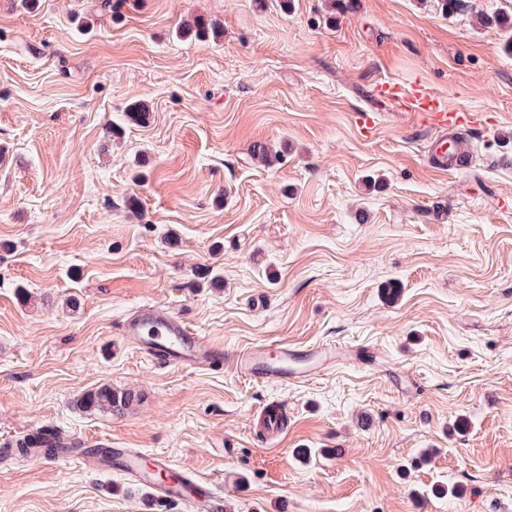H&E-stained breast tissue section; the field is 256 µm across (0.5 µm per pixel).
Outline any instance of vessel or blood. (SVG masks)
<instances>
[{
    "mask_svg": "<svg viewBox=\"0 0 512 512\" xmlns=\"http://www.w3.org/2000/svg\"><path fill=\"white\" fill-rule=\"evenodd\" d=\"M375 101L398 111L420 117L437 136L432 143L431 168L438 173H466L467 155H449L448 140L473 124L471 112L445 103L423 84H403L382 79L372 89ZM121 336L130 345L158 364L183 370L229 367L252 380L265 383L297 382L323 372L336 358L362 357L359 346H318L301 348L287 343L269 347L253 345L239 351L203 342L189 324L170 308L144 306L130 313L121 324ZM55 458L71 461L83 457L97 459L99 465L117 471L130 482L149 488L157 499L180 504L185 512H227L229 505L202 480L191 478L168 457H145L137 448H116L99 455L96 446L57 438Z\"/></svg>",
    "mask_w": 512,
    "mask_h": 512,
    "instance_id": "obj_1",
    "label": "vessel or blood"
}]
</instances>
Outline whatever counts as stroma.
I'll list each match as a JSON object with an SVG mask.
<instances>
[{"label":"stroma","mask_w":512,"mask_h":512,"mask_svg":"<svg viewBox=\"0 0 512 512\" xmlns=\"http://www.w3.org/2000/svg\"><path fill=\"white\" fill-rule=\"evenodd\" d=\"M100 2L0 0V512H184L19 452L48 430L165 455L233 512H512V53L479 19L512 0H360L333 25L324 0ZM199 15L219 37L177 36ZM417 78L479 113L467 174L371 107ZM144 304L228 350L367 353L303 383L179 370L118 336ZM104 384L130 408L76 407Z\"/></svg>","instance_id":"stroma-1"}]
</instances>
